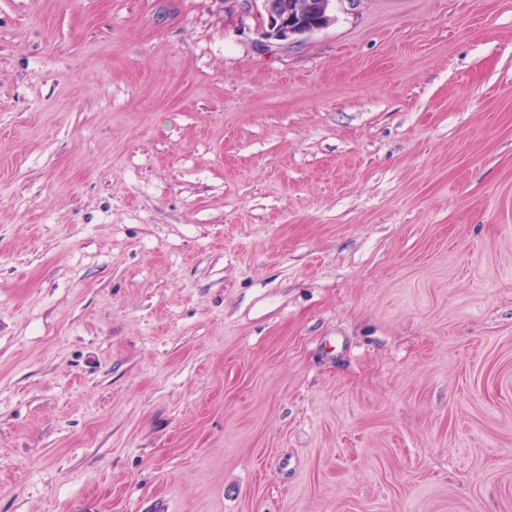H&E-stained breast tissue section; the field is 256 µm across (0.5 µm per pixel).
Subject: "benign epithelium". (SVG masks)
I'll list each match as a JSON object with an SVG mask.
<instances>
[{
	"label": "benign epithelium",
	"instance_id": "benign-epithelium-1",
	"mask_svg": "<svg viewBox=\"0 0 512 512\" xmlns=\"http://www.w3.org/2000/svg\"><path fill=\"white\" fill-rule=\"evenodd\" d=\"M245 11H256L260 19L259 35L270 43L306 37L327 27L335 20L336 3L351 6L358 0H235ZM318 17L310 24L307 19Z\"/></svg>",
	"mask_w": 512,
	"mask_h": 512
}]
</instances>
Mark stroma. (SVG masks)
<instances>
[{
    "mask_svg": "<svg viewBox=\"0 0 512 512\" xmlns=\"http://www.w3.org/2000/svg\"><path fill=\"white\" fill-rule=\"evenodd\" d=\"M0 0V512H512V0ZM245 11L259 16V35L266 43L306 37L327 27L335 20V0H235ZM312 16V17H311ZM316 24H309L311 17Z\"/></svg>",
    "mask_w": 512,
    "mask_h": 512,
    "instance_id": "obj_1",
    "label": "stroma"
}]
</instances>
